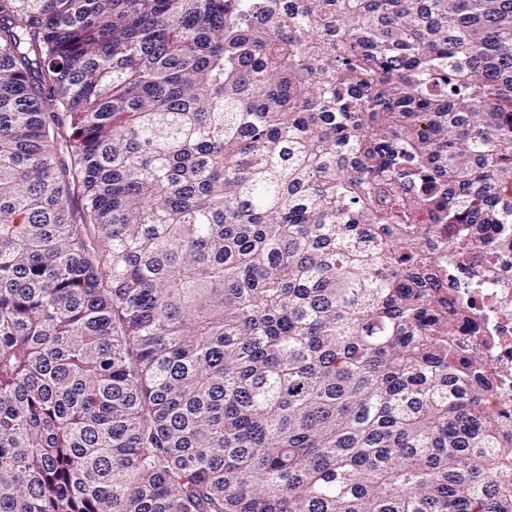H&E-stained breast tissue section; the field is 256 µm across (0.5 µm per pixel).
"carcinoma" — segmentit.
Segmentation results:
<instances>
[{"mask_svg": "<svg viewBox=\"0 0 512 512\" xmlns=\"http://www.w3.org/2000/svg\"><path fill=\"white\" fill-rule=\"evenodd\" d=\"M506 267L512 0H0V512H512ZM468 302L483 321L493 317L483 331H461L459 338L464 347L490 361L497 389L485 394L484 403L502 412L504 426L512 430V288L477 290Z\"/></svg>", "mask_w": 512, "mask_h": 512, "instance_id": "1", "label": "carcinoma"}]
</instances>
